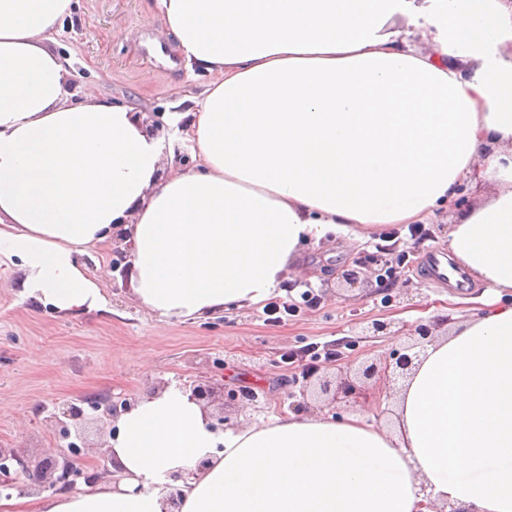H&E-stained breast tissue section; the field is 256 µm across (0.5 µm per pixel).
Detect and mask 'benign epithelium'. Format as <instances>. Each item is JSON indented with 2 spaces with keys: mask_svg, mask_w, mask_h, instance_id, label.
<instances>
[{
  "mask_svg": "<svg viewBox=\"0 0 512 512\" xmlns=\"http://www.w3.org/2000/svg\"><path fill=\"white\" fill-rule=\"evenodd\" d=\"M363 273L354 268H346L341 274L342 288L354 291L362 287ZM418 356L414 346L406 347V352L396 353L395 368L399 375L408 374L413 366V358ZM319 392L338 398V394L352 389L349 384L332 385V381L318 378ZM224 393V387L209 381L197 383L191 388L192 399L206 405L215 399L216 395ZM89 408L96 416L89 418L82 407L69 404L54 415V421L60 426L61 438L64 445L47 448L38 458L31 457L23 448H0V487L18 492L20 495L39 496L53 490L55 492L76 489V480L81 478L85 484H93L97 474L84 469L83 455L86 449L84 441V425L92 419L102 423L112 422L120 412L128 409L129 404L117 405L106 398L88 402Z\"/></svg>",
  "mask_w": 512,
  "mask_h": 512,
  "instance_id": "benign-epithelium-1",
  "label": "benign epithelium"
}]
</instances>
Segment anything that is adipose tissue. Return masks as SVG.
Instances as JSON below:
<instances>
[{"label":"adipose tissue","mask_w":512,"mask_h":512,"mask_svg":"<svg viewBox=\"0 0 512 512\" xmlns=\"http://www.w3.org/2000/svg\"><path fill=\"white\" fill-rule=\"evenodd\" d=\"M72 0H0V257L24 299L107 305L79 260L112 236L163 318L267 300L301 247L451 207L475 162L493 190L448 248L484 287L367 413L293 412L213 430L171 384L116 420L114 479L14 496L19 512H512V0H155L181 56L212 77L186 139L197 169L133 112L68 98L48 43ZM191 149L183 146L180 142H172L170 151L165 150L162 166V175L169 176L177 171L192 170L196 166Z\"/></svg>","instance_id":"obj_1"}]
</instances>
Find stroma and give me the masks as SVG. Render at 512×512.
I'll return each instance as SVG.
<instances>
[{"label":"stroma","instance_id":"stroma-1","mask_svg":"<svg viewBox=\"0 0 512 512\" xmlns=\"http://www.w3.org/2000/svg\"><path fill=\"white\" fill-rule=\"evenodd\" d=\"M72 73L70 94L91 93L104 102L132 107L144 129L169 143L162 173L194 169L191 149L172 139L175 125L192 120L193 100L210 82L203 69L183 60L167 34L155 0H75L73 11L52 43ZM492 190L482 165H475L458 189L454 208L427 220L430 239L413 247L400 239L389 257L391 287H381L373 238L338 236L302 246L277 287L278 301L294 304L296 315L267 322L263 307L248 306L206 319L182 321L159 317L136 299L130 282L131 261L116 239L89 250L82 258L98 277L106 310L65 315L20 295L19 268L0 262V446L24 448L38 456L59 441L51 414L55 408L95 397L134 401L171 382L190 385L212 381L225 391L250 390L258 401L241 405L225 398L209 406L223 414L225 426L267 418L290 410L341 417L370 410L375 424L392 423L397 385L356 381L353 392L332 404L300 393L308 372L283 355L315 342H336L340 364L388 357L397 346L388 336H365L373 321L391 323L409 334L417 326L441 337L454 325L457 298L481 294L480 284L432 279L430 254L447 256L448 232L458 209L476 204ZM360 264L366 288L353 296L338 286L341 268ZM312 287L316 304L301 294Z\"/></svg>","mask_w":512,"mask_h":512}]
</instances>
